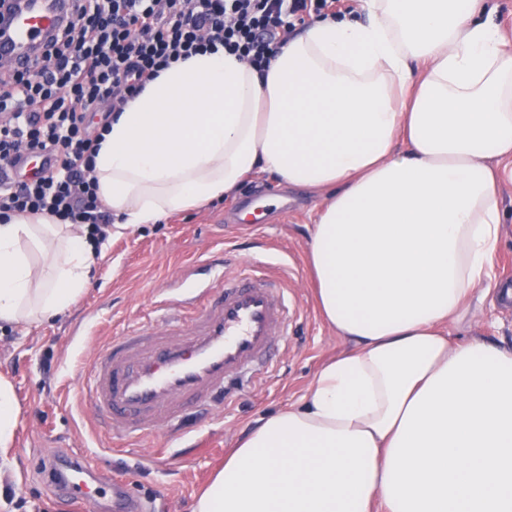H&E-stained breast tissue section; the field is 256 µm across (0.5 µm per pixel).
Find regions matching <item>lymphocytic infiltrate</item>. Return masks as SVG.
<instances>
[{
  "label": "lymphocytic infiltrate",
  "instance_id": "lymphocytic-infiltrate-1",
  "mask_svg": "<svg viewBox=\"0 0 512 512\" xmlns=\"http://www.w3.org/2000/svg\"><path fill=\"white\" fill-rule=\"evenodd\" d=\"M30 68L0 81V222L45 214L101 245L112 221L90 172L113 113L172 63L224 51L268 67L296 26L335 0H69ZM52 160L28 174L21 152Z\"/></svg>",
  "mask_w": 512,
  "mask_h": 512
}]
</instances>
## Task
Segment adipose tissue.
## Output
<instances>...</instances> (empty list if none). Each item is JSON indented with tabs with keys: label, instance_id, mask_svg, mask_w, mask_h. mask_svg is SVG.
I'll return each instance as SVG.
<instances>
[{
	"label": "adipose tissue",
	"instance_id": "obj_1",
	"mask_svg": "<svg viewBox=\"0 0 512 512\" xmlns=\"http://www.w3.org/2000/svg\"><path fill=\"white\" fill-rule=\"evenodd\" d=\"M265 71L203 53L113 116L95 159L117 230L267 173L322 200L308 265L351 343L237 444L192 512H512V348L452 340L492 288L512 179V34L493 0H359ZM80 224H0V322L69 308Z\"/></svg>",
	"mask_w": 512,
	"mask_h": 512
}]
</instances>
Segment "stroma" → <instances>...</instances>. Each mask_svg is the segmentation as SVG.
<instances>
[{"instance_id": "obj_1", "label": "stroma", "mask_w": 512, "mask_h": 512, "mask_svg": "<svg viewBox=\"0 0 512 512\" xmlns=\"http://www.w3.org/2000/svg\"><path fill=\"white\" fill-rule=\"evenodd\" d=\"M252 202L276 250L270 270L288 278L295 305L273 371L240 388L227 406L189 413L178 433L157 430L128 450L91 423L81 404L78 376L112 338L159 319L156 296L168 292L188 265L230 255L227 273L254 258L249 237L226 234ZM317 200L266 174L246 178L230 197L136 224L111 236L95 258L89 284L65 311L28 324H0V374L14 385L19 405L14 441L0 456V512H64L47 471L68 457L100 464L104 478L127 475L134 496L158 512H190L195 494L224 455L262 416L295 402L320 365L348 349L324 323L308 277L307 250ZM475 315L451 330L454 339L480 338L512 348V304L498 288L476 290Z\"/></svg>"}]
</instances>
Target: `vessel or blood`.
<instances>
[{
	"label": "vessel or blood",
	"instance_id": "1",
	"mask_svg": "<svg viewBox=\"0 0 512 512\" xmlns=\"http://www.w3.org/2000/svg\"><path fill=\"white\" fill-rule=\"evenodd\" d=\"M62 7L61 0H13L0 55L28 68L38 44L58 28ZM177 291L162 300L160 324L113 337L89 365L86 404L113 436L135 441L172 427L189 406L211 405L225 389L261 378L288 334V285L266 261L234 276L218 264L186 267ZM52 477L72 512H86L78 488L97 472L69 459ZM111 487L114 512H153L130 495L126 478L114 477Z\"/></svg>",
	"mask_w": 512,
	"mask_h": 512
}]
</instances>
